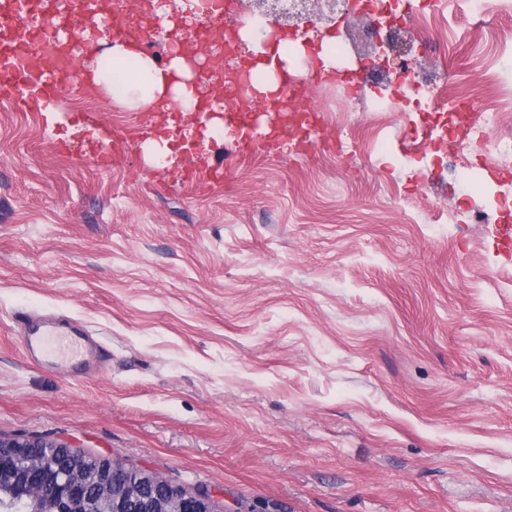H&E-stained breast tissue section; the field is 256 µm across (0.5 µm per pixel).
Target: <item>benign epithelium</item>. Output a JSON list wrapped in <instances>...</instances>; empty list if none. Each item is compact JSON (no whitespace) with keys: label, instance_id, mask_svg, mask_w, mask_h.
<instances>
[{"label":"benign epithelium","instance_id":"7a95c632","mask_svg":"<svg viewBox=\"0 0 512 512\" xmlns=\"http://www.w3.org/2000/svg\"><path fill=\"white\" fill-rule=\"evenodd\" d=\"M333 23L339 13L336 0H310V6L288 14L294 26H308L311 14ZM66 458L68 473L60 478L50 464L53 456ZM8 477L15 501L40 504L51 512H82L88 493L108 504L106 512H230L208 493L192 491L157 473L117 459L85 456L72 445L39 436H0V481Z\"/></svg>","mask_w":512,"mask_h":512}]
</instances>
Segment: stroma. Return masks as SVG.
<instances>
[{
	"mask_svg": "<svg viewBox=\"0 0 512 512\" xmlns=\"http://www.w3.org/2000/svg\"><path fill=\"white\" fill-rule=\"evenodd\" d=\"M381 36L416 78L512 89V0H410ZM298 70L319 146L241 131L162 168L157 121L118 96L55 120L0 104V436H50L239 512H512V160L444 172L415 112H371L393 84ZM345 139H338V131ZM109 150V168L90 160ZM68 317L103 348L92 374L23 353L15 313Z\"/></svg>",
	"mask_w": 512,
	"mask_h": 512,
	"instance_id": "1",
	"label": "stroma"
}]
</instances>
